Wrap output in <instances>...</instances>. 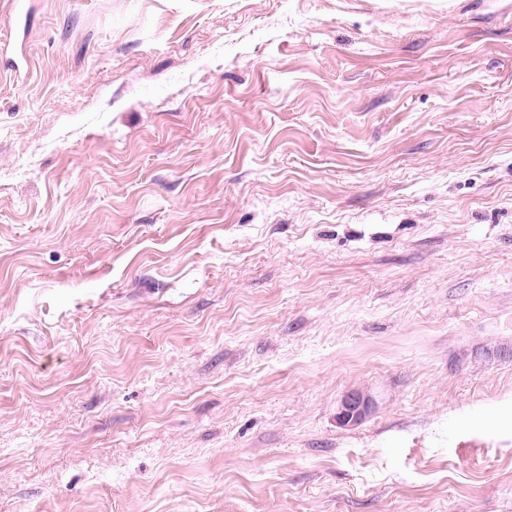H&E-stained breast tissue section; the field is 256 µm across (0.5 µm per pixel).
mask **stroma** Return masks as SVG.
<instances>
[{
    "label": "stroma",
    "mask_w": 512,
    "mask_h": 512,
    "mask_svg": "<svg viewBox=\"0 0 512 512\" xmlns=\"http://www.w3.org/2000/svg\"><path fill=\"white\" fill-rule=\"evenodd\" d=\"M25 7L0 512H512V0ZM372 406L371 396L357 390L349 391L340 401L336 420L343 427L355 426L365 418Z\"/></svg>",
    "instance_id": "35a3bbf8"
}]
</instances>
